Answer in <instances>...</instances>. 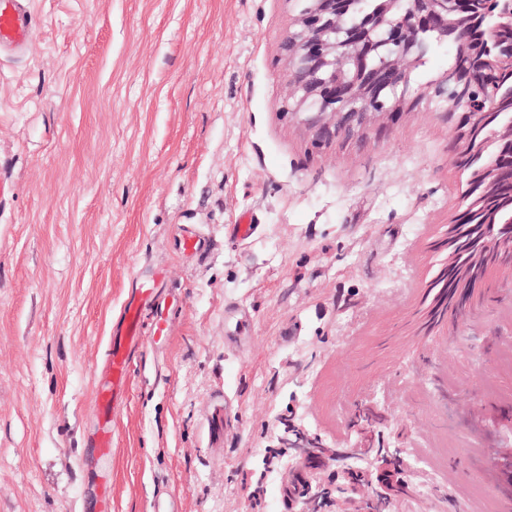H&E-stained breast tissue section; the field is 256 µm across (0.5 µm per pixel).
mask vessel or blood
<instances>
[{"label": "vessel or blood", "mask_w": 512, "mask_h": 512, "mask_svg": "<svg viewBox=\"0 0 512 512\" xmlns=\"http://www.w3.org/2000/svg\"><path fill=\"white\" fill-rule=\"evenodd\" d=\"M35 27L30 0H0V50L21 52L31 42ZM174 308L173 299H160L153 281L135 285L123 304L112 330L107 370L97 383L95 395L94 411L99 417V426L93 443L101 454L112 452V413L128 389L131 361L147 339H166ZM147 309L154 313L152 334L148 337L141 331L142 315Z\"/></svg>", "instance_id": "obj_1"}]
</instances>
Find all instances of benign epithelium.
I'll return each instance as SVG.
<instances>
[{
	"mask_svg": "<svg viewBox=\"0 0 512 512\" xmlns=\"http://www.w3.org/2000/svg\"><path fill=\"white\" fill-rule=\"evenodd\" d=\"M481 0H413L406 17L390 19L392 6L367 14L362 24L346 26L350 0H311L296 28L281 43L292 78L290 95L302 108L301 123L317 145L336 137H356L375 112L396 109L389 94L406 79L410 54L420 48L418 34L441 29L458 40L480 17ZM464 69L455 70L451 84L438 94L453 103L470 102L471 110L494 111L497 102L486 92L489 70L481 54L467 56ZM353 63L359 78L336 81L344 66Z\"/></svg>",
	"mask_w": 512,
	"mask_h": 512,
	"instance_id": "obj_1",
	"label": "benign epithelium"
}]
</instances>
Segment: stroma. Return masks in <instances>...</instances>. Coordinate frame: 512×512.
<instances>
[{"mask_svg":"<svg viewBox=\"0 0 512 512\" xmlns=\"http://www.w3.org/2000/svg\"><path fill=\"white\" fill-rule=\"evenodd\" d=\"M31 8L28 49L0 55V512H99L107 469L112 512H306L299 472L323 512H369L391 470L392 512H512V267L431 321L465 181L436 92L454 42L413 63L398 122L319 148L283 110L297 0ZM158 270L169 336L133 358L107 461L95 384ZM375 442L388 457L361 455Z\"/></svg>","mask_w":512,"mask_h":512,"instance_id":"obj_1","label":"stroma"}]
</instances>
